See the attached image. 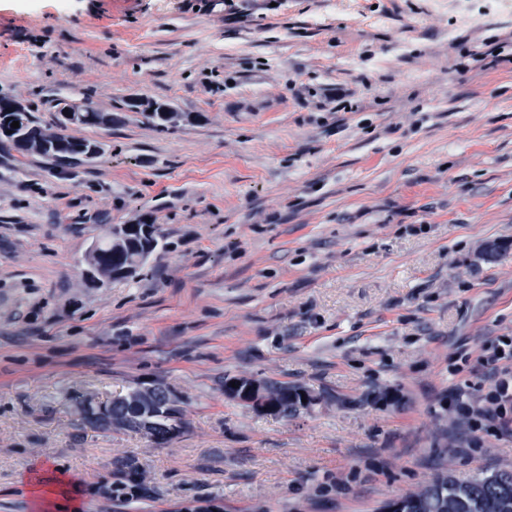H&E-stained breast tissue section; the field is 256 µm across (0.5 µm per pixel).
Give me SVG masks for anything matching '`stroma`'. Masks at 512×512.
Instances as JSON below:
<instances>
[{"instance_id":"stroma-1","label":"stroma","mask_w":512,"mask_h":512,"mask_svg":"<svg viewBox=\"0 0 512 512\" xmlns=\"http://www.w3.org/2000/svg\"><path fill=\"white\" fill-rule=\"evenodd\" d=\"M242 8L0 0V93L49 134L59 97L113 116L69 128L104 152L59 173L0 142V512H378L512 465L511 434L448 410L512 339V62L480 58L512 0ZM144 220L162 246L90 285V246ZM242 376L316 402L253 411ZM158 383L185 410L165 445L76 409ZM138 104L126 103V107L135 112H142V114L149 119L159 131L168 130L169 124L172 122L174 112L169 111L167 104L158 103L144 99H138ZM153 108V111H150Z\"/></svg>"}]
</instances>
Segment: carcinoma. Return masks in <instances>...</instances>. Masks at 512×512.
<instances>
[{
	"label": "carcinoma",
	"instance_id": "1",
	"mask_svg": "<svg viewBox=\"0 0 512 512\" xmlns=\"http://www.w3.org/2000/svg\"><path fill=\"white\" fill-rule=\"evenodd\" d=\"M69 105L75 110L68 123L99 127L102 113L91 103L90 97L60 98L57 106ZM130 110L142 113L158 130H168L173 113L168 105L149 100H140L137 104H126ZM19 122V127L11 128L12 122ZM0 127L13 129V133H0V139L9 141L17 152L37 153L53 163H59L60 157L80 159L90 155L94 160L103 149L96 140L76 139L66 134L49 137L43 132L34 111L21 107L15 112L0 113ZM162 236L158 228L145 222L127 224L109 230L105 240L91 246L84 257L86 268L106 276L110 280L127 279L141 269L148 257L157 249ZM265 386L275 409L272 413L288 416L306 407L302 402L305 390L290 386L286 382L264 380ZM156 406V415L152 425L145 426L142 417L130 408L112 401L115 427L131 432L145 433L153 443L165 445L172 441L169 432L174 427H181L184 416L181 399L169 388L157 384L149 387ZM502 469L481 472L466 480H458L445 471H438L431 481L419 490L402 496L408 500L414 496L426 498L427 507L422 512H473L471 504L479 499L486 508L483 512H512V495L508 507H503V489L500 485Z\"/></svg>",
	"mask_w": 512,
	"mask_h": 512
}]
</instances>
